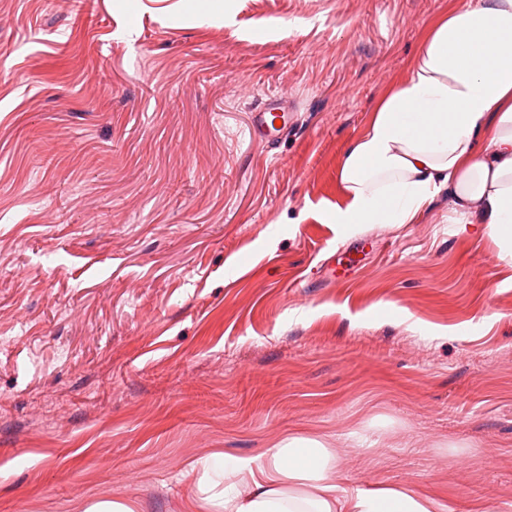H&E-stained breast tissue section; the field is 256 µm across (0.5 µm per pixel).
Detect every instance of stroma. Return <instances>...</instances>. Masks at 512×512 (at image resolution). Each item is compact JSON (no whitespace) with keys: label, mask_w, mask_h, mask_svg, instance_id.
I'll list each match as a JSON object with an SVG mask.
<instances>
[{"label":"stroma","mask_w":512,"mask_h":512,"mask_svg":"<svg viewBox=\"0 0 512 512\" xmlns=\"http://www.w3.org/2000/svg\"><path fill=\"white\" fill-rule=\"evenodd\" d=\"M465 2L0 0V512H182L190 462L290 434L347 485L512 512V262L445 198L326 220ZM280 121L281 125H275ZM288 123V106L278 99H269L260 112H255L254 127L266 135L277 132Z\"/></svg>","instance_id":"35a3bbf8"}]
</instances>
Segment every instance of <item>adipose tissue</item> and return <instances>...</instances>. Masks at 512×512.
Returning <instances> with one entry per match:
<instances>
[{"label":"adipose tissue","instance_id":"obj_1","mask_svg":"<svg viewBox=\"0 0 512 512\" xmlns=\"http://www.w3.org/2000/svg\"><path fill=\"white\" fill-rule=\"evenodd\" d=\"M343 198L327 213L345 238L408 224L447 196L512 260V0H471L429 29L408 77L344 152ZM190 512H446L407 486L345 487L335 449L289 435L265 455L200 461Z\"/></svg>","mask_w":512,"mask_h":512}]
</instances>
